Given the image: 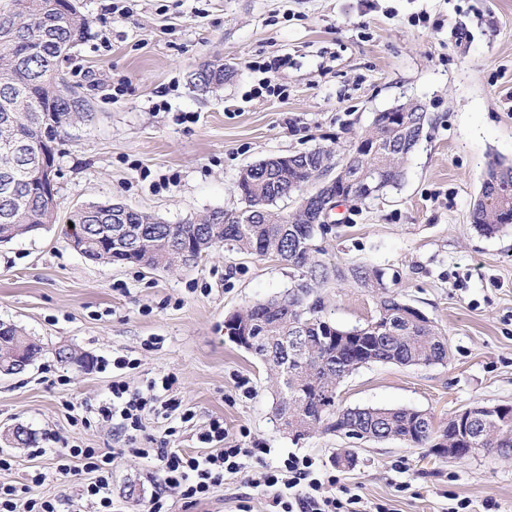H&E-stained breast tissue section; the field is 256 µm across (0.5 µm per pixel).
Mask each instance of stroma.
Masks as SVG:
<instances>
[{"label": "stroma", "instance_id": "1", "mask_svg": "<svg viewBox=\"0 0 512 512\" xmlns=\"http://www.w3.org/2000/svg\"><path fill=\"white\" fill-rule=\"evenodd\" d=\"M90 21L66 68L92 98L95 122L74 131L57 159L56 218L40 232L0 244V321L16 324L42 351L20 375H0V432L28 427L43 453L0 440L11 458L0 483L54 499L61 512H94L85 479L57 480L55 458L78 445L124 447L111 424L83 426L71 412L108 402L101 360L136 358L131 389L172 373L197 425L219 417L230 437L248 433L271 450L269 465L308 455L357 489L367 512H512V461L480 452L445 459L399 441L371 442L352 468L337 466L345 443L333 434L300 440L272 413L265 367L232 343L224 320L248 303L282 293L281 262L226 246L185 272L98 265L72 250L71 213L121 202L175 224L239 205L247 166L315 147L347 153L376 112L409 98L429 123L402 184L332 214L339 234L328 262L384 269L401 299L445 329L447 364L376 363L341 384L345 406L407 407L444 423L473 404L512 405V230L486 237L471 212L492 157L512 162V0H77ZM285 59L273 73L280 96L252 97L249 62ZM219 59L232 72L221 90L193 91L189 74ZM125 80L124 93L113 85ZM167 186H159V179ZM327 320L349 328L373 315L377 296L347 282L319 290ZM67 345L85 366L57 362ZM199 450L195 427L148 419L140 437ZM45 473L42 483L31 480ZM261 468L251 463L192 510L268 512ZM161 476L153 458L112 464V512H141Z\"/></svg>", "mask_w": 512, "mask_h": 512}]
</instances>
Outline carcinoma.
<instances>
[{
	"mask_svg": "<svg viewBox=\"0 0 512 512\" xmlns=\"http://www.w3.org/2000/svg\"><path fill=\"white\" fill-rule=\"evenodd\" d=\"M87 16L77 0H0V144H22L34 138V127L47 122L60 145L71 131L94 120L89 98L77 92L65 77L62 63L86 37ZM193 89L210 93L224 85V64L205 61L189 76ZM396 112L375 113L365 135L381 142L375 154L353 148L345 168L349 184L342 187L344 200L354 194L365 170L378 169L389 187L400 186L404 163L416 150L413 129L427 121L425 106L414 99L396 105ZM35 153L0 155V168H13V196L0 189V242L14 239L12 230L27 224H51L56 208L48 205L32 188ZM295 166L281 168L274 162L255 163L238 178L241 207L215 208L196 218L168 224L147 212L130 209L126 222L143 231L141 249L152 252L153 269L186 270L228 244L241 252L272 256L298 272V279L282 297L256 301L237 313L242 331L253 338L247 352L258 358L270 372L275 418L295 439L319 430L346 438V426L354 423L377 440H400L410 448H429L446 456V449L458 448V459L475 452H493L512 459V416L481 422L471 446L458 442L455 416L443 426L433 416L411 408L371 406L342 407L337 389L344 379L361 367L374 363L400 366H429L448 362V337L427 317L413 318L406 304L387 289L384 273L368 265L347 269L323 259L325 237H310L307 213L302 205L288 209V200L300 187L311 182L322 163V149L310 150V157L292 154ZM485 192L472 212L477 232L492 236L512 229L503 221L512 211V163L500 159L489 162L483 175ZM224 221V233L214 236L211 227ZM72 224H114L112 204H87L70 216ZM196 238L192 258L180 261L184 242ZM87 260L102 264H135L136 250L102 251L94 244L86 249ZM350 281L377 292L375 315L365 325L344 330L323 319V302L315 289L329 280ZM298 339L301 358L289 361L292 338ZM40 349L14 324L0 323V369L11 375L19 371L9 366L14 351ZM10 443L29 447L34 433L23 426L13 428Z\"/></svg>",
	"mask_w": 512,
	"mask_h": 512,
	"instance_id": "carcinoma-1",
	"label": "carcinoma"
}]
</instances>
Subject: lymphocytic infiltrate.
I'll use <instances>...</instances> for the list:
<instances>
[{"mask_svg": "<svg viewBox=\"0 0 512 512\" xmlns=\"http://www.w3.org/2000/svg\"><path fill=\"white\" fill-rule=\"evenodd\" d=\"M177 379L167 374L151 381L147 392L134 391L122 381H113L112 397L99 406L97 417L123 433L129 446L137 439L149 417L178 413L183 422L195 413L173 393ZM209 445L206 454L187 453L175 448L141 449V456H156L161 463V482L146 504V512H171L170 496H177L185 508L209 499L213 489L228 477L239 474L248 462L262 461L264 451L257 445L230 439L224 421L215 417L197 434ZM111 454L96 448L72 446L56 460L55 475L65 481L83 474L84 491L97 512H112ZM264 489L271 491L270 512H361L362 498L346 486L338 485L335 475L323 471L314 458L291 454L262 474Z\"/></svg>", "mask_w": 512, "mask_h": 512, "instance_id": "obj_1", "label": "lymphocytic infiltrate"}]
</instances>
